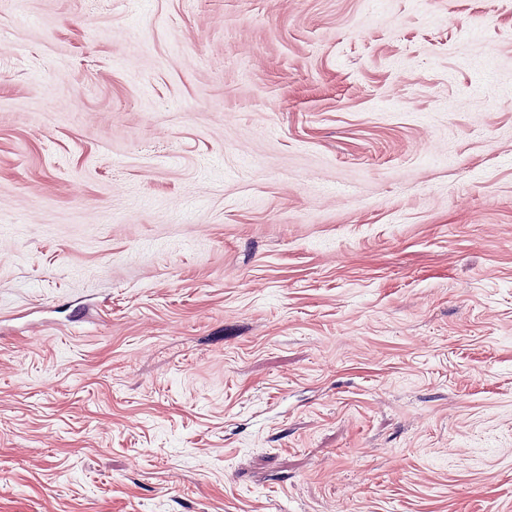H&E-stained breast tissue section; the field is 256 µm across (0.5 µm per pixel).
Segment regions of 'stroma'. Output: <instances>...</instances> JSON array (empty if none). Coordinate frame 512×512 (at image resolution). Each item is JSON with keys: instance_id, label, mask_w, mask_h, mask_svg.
Listing matches in <instances>:
<instances>
[{"instance_id": "stroma-1", "label": "stroma", "mask_w": 512, "mask_h": 512, "mask_svg": "<svg viewBox=\"0 0 512 512\" xmlns=\"http://www.w3.org/2000/svg\"><path fill=\"white\" fill-rule=\"evenodd\" d=\"M0 512H512V0H0Z\"/></svg>"}]
</instances>
